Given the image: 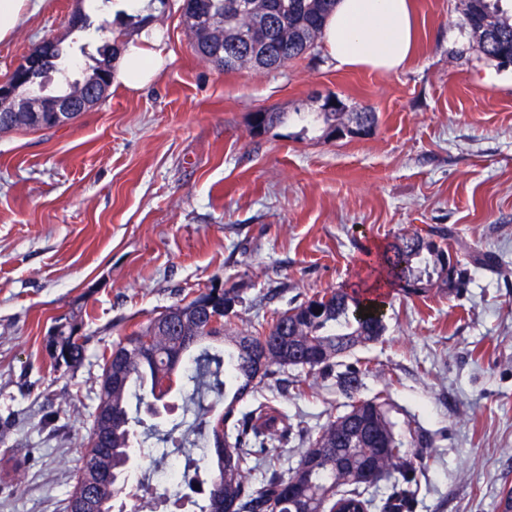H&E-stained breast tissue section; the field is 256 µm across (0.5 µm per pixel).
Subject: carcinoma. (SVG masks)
<instances>
[{"instance_id": "cac0c4a2", "label": "carcinoma", "mask_w": 512, "mask_h": 512, "mask_svg": "<svg viewBox=\"0 0 512 512\" xmlns=\"http://www.w3.org/2000/svg\"><path fill=\"white\" fill-rule=\"evenodd\" d=\"M234 0H182L183 17L193 38L194 51L202 58L229 72L243 68L261 69L256 57L265 54L268 60L282 67L305 55L318 45L326 17L336 0H279L284 21L267 19L257 14L236 15L230 5ZM500 0H466L464 13L467 26L480 51L495 61L512 54V19L504 15ZM207 9L217 17L213 26L203 28L190 21L198 10ZM255 31L257 44H246L243 33ZM119 53L118 43L104 45L99 65L88 76L92 80L101 69H112ZM322 123V137L330 139L332 131L355 123L376 124L373 112H317ZM19 128L50 130L56 128L50 112H12L9 105L0 108V132ZM451 234L431 231L425 235H401L370 263L369 275L385 277L392 287L402 283H426L428 287L447 285L440 257L453 251ZM212 289L200 293L185 305H173L150 324L132 332L112 346L111 352L125 349L141 336L153 335L155 356L139 359L134 353L126 357V382L112 386L108 378L111 356L104 357L99 406L108 419L106 453L94 445L95 431H90L82 462L95 468L112 470L111 481L94 488L103 512H112L113 503L121 494L136 449L146 440L137 437L143 424L139 416L130 415V400L146 404L147 410L160 414L167 408L164 398L170 393L173 376L181 372L179 391L198 408L214 415L211 426L213 453L201 462L190 457L182 462L183 470L199 476L211 475L207 503L200 512H214L217 501L232 512H334L339 502L353 504L351 512H370L373 501L367 490L382 481L394 480L393 491L384 512H404L417 484L416 467L401 448L392 431L382 403L376 400L357 401L350 410L321 427L305 449L298 466L285 477L274 465L275 453L261 447L254 450L251 438H279L277 421L266 405H259L234 418L236 404L256 392L274 368L300 367L309 371L331 369L337 356L355 347L378 340L385 327L375 316L378 305L367 298L368 288L332 291L310 299L280 313L269 330L254 334H224V324L209 325L206 318L189 310L199 301L212 300ZM368 317L361 316V313ZM288 337L282 348L276 342ZM222 340L224 347L214 345ZM61 352L54 360L75 366L84 359L82 337L68 331L60 335ZM216 401L205 407L201 398L206 393ZM371 413L379 440L359 448H344L337 439L344 423ZM233 422L234 441L220 435L216 423ZM268 458L262 482L254 484L248 474L255 469L258 454Z\"/></svg>"}]
</instances>
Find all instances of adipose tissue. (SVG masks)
<instances>
[{
    "label": "adipose tissue",
    "instance_id": "ef3b65f1",
    "mask_svg": "<svg viewBox=\"0 0 512 512\" xmlns=\"http://www.w3.org/2000/svg\"><path fill=\"white\" fill-rule=\"evenodd\" d=\"M416 40L411 0H338L322 30V48L340 68L392 72L410 59ZM166 63L161 40L143 28L123 47L114 79L137 91Z\"/></svg>",
    "mask_w": 512,
    "mask_h": 512
}]
</instances>
